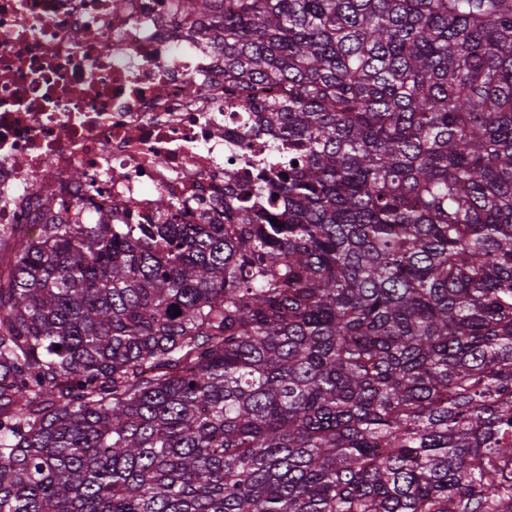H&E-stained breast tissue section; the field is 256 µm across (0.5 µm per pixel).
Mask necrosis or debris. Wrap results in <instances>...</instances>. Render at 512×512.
I'll return each mask as SVG.
<instances>
[{
  "mask_svg": "<svg viewBox=\"0 0 512 512\" xmlns=\"http://www.w3.org/2000/svg\"><path fill=\"white\" fill-rule=\"evenodd\" d=\"M223 67L178 0H0V224L223 223Z\"/></svg>",
  "mask_w": 512,
  "mask_h": 512,
  "instance_id": "1",
  "label": "necrosis or debris"
}]
</instances>
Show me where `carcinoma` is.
<instances>
[{
  "instance_id": "obj_1",
  "label": "carcinoma",
  "mask_w": 512,
  "mask_h": 512,
  "mask_svg": "<svg viewBox=\"0 0 512 512\" xmlns=\"http://www.w3.org/2000/svg\"><path fill=\"white\" fill-rule=\"evenodd\" d=\"M179 2L224 223L0 225V512H512V0Z\"/></svg>"
}]
</instances>
